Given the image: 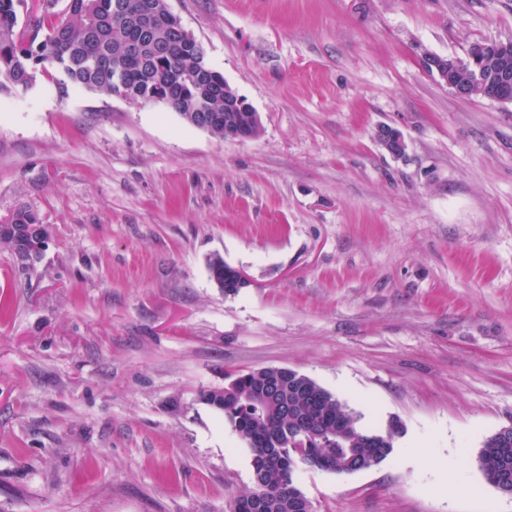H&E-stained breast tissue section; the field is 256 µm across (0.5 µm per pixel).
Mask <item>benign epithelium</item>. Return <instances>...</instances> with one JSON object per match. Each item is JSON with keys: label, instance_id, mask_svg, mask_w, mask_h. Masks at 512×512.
Listing matches in <instances>:
<instances>
[{"label": "benign epithelium", "instance_id": "benign-epithelium-1", "mask_svg": "<svg viewBox=\"0 0 512 512\" xmlns=\"http://www.w3.org/2000/svg\"><path fill=\"white\" fill-rule=\"evenodd\" d=\"M512 49V44L503 41H490L478 56L469 55L467 60L447 59L439 56L426 57L428 68L437 78L460 98L473 95L480 78L482 62L487 58L498 59ZM493 99L498 102L512 103V80L503 74L493 84ZM198 120L209 128L212 124L224 121V136L237 140L255 138L260 127L258 113L245 103L235 90L224 86V116L203 112ZM377 139L380 145L391 155L399 157L406 151V142L402 133L388 125L378 128Z\"/></svg>", "mask_w": 512, "mask_h": 512}]
</instances>
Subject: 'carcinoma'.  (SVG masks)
Returning <instances> with one entry per match:
<instances>
[{
	"instance_id": "1",
	"label": "carcinoma",
	"mask_w": 512,
	"mask_h": 512,
	"mask_svg": "<svg viewBox=\"0 0 512 512\" xmlns=\"http://www.w3.org/2000/svg\"><path fill=\"white\" fill-rule=\"evenodd\" d=\"M17 0H0V93L26 90L38 71L60 69L68 86L105 91L119 97L150 102L166 100L185 123L195 120L194 109L224 112V76L206 72V82L195 79L204 65V50L171 13L164 0H68L69 18L45 11L30 22L28 33L17 31ZM10 224L20 233L3 234L0 245L13 255L30 252L48 238V227L22 206L0 226ZM211 278L226 294L239 291L236 269L218 256L209 261ZM224 389L202 393L206 404L221 411L251 453L252 488L239 495L243 512L250 499L266 498L263 512H288V489L297 487L292 464L268 465L269 458H290L301 451L317 459L324 471L336 475L358 472L361 461H385L404 432L403 423L390 419L375 430L363 424V415L299 372L281 375L271 367L228 375ZM276 386L282 400L294 403L309 420V441L289 436L292 416L279 401H264L261 389ZM505 433L496 432L484 443L479 461L487 482L512 467V445H503Z\"/></svg>"
}]
</instances>
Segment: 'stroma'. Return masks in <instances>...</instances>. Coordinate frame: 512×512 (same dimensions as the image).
<instances>
[{"label": "stroma", "instance_id": "35a3bbf8", "mask_svg": "<svg viewBox=\"0 0 512 512\" xmlns=\"http://www.w3.org/2000/svg\"><path fill=\"white\" fill-rule=\"evenodd\" d=\"M168 5L258 137L57 71L0 94V218L49 230L29 270L0 247V512H228L251 454L201 395L271 366L406 428L371 469H300L315 512H512L479 463L512 427V103L423 64L512 41V0ZM377 139L380 145L393 156H402L406 151L407 145L402 133L391 126L379 127ZM209 271L211 278L221 289H224V294H235L239 291V285L243 286L247 283L245 276L238 271V278L236 269L224 263L221 257H214L209 261Z\"/></svg>", "mask_w": 512, "mask_h": 512}]
</instances>
